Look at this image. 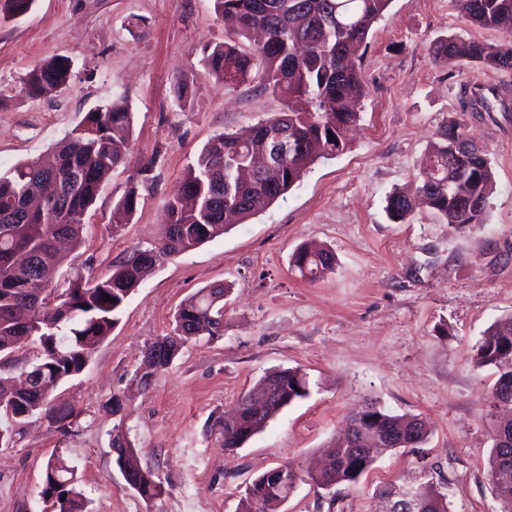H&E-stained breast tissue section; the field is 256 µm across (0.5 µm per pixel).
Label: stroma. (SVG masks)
Wrapping results in <instances>:
<instances>
[{
  "mask_svg": "<svg viewBox=\"0 0 512 512\" xmlns=\"http://www.w3.org/2000/svg\"><path fill=\"white\" fill-rule=\"evenodd\" d=\"M226 31L212 0H33L21 15L0 9V175L48 153L100 106L120 101L132 114L127 160L56 277L88 263L106 278L155 245L164 197L210 138L283 109L253 86L227 88L207 72L203 50ZM449 35L505 39L466 22L456 0H391L357 61L367 92L347 150L317 160L266 210L142 281L85 370L54 393L77 416L70 432L35 416L0 447V512H42L44 466L55 452L77 465L91 512H236L246 485L266 470L285 464L306 475L351 408L369 398L423 417L427 441L379 455L354 484L327 490L305 479L281 512H378L377 489L430 478L449 512H499L487 474L494 421L486 396L496 374L471 356L490 326L512 317V118L472 115L464 92L512 89V71L436 65L431 48ZM55 55L72 63L67 84L30 97L29 71ZM180 79L191 87L183 105L174 99ZM461 119L493 165L484 224L458 228L424 207L390 221L388 195L410 189L439 128ZM152 156L146 181L139 169ZM132 191L136 208L125 217L119 208ZM311 244L336 258L313 281L290 265ZM216 283L230 289L223 336L193 338L147 389L136 388L144 349L171 332L188 296ZM286 368L307 373L309 395L226 451L214 420ZM118 427L140 466L167 480L152 502L127 487L114 462Z\"/></svg>",
  "mask_w": 512,
  "mask_h": 512,
  "instance_id": "stroma-1",
  "label": "stroma"
}]
</instances>
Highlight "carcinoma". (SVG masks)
<instances>
[{"mask_svg":"<svg viewBox=\"0 0 512 512\" xmlns=\"http://www.w3.org/2000/svg\"><path fill=\"white\" fill-rule=\"evenodd\" d=\"M391 0H213L214 11L231 15L234 30L224 42L204 50L209 74L226 87L257 82L262 92L284 100L286 109L253 126V136L240 144L230 132L213 136L203 147L177 190L168 198L165 237L155 246L139 250L116 266L106 279H91L76 269L64 284L43 288V273L57 259V244L64 240L76 247L85 227V216L96 202L105 179L125 163L132 133V113L120 103L106 104L86 115L84 124L60 141L45 157L19 164L0 175V357H10L29 341L39 345L30 362L36 375V391L15 389L11 378L0 375V445L14 441L15 429L34 415L46 418L62 434L72 424L73 411L59 410L52 394L62 383L80 375L98 345L110 335L129 296L160 262L186 253L230 230L224 212L234 222L248 220L284 196L320 158H333L348 146L346 133L359 119L356 105L366 95V85L353 64L366 48L373 24L384 15ZM463 17L474 26L502 30L512 36V0H457ZM433 60L451 66L468 62L490 69L512 70V40L490 44L463 40L455 35L439 39L431 51ZM71 61L53 56L28 74L26 88L38 96L48 88L65 85ZM495 91L471 89L469 107L494 119ZM285 127L294 149L279 165L277 181L241 186L242 165H259L268 152L265 135ZM434 160L415 177V189L394 192L387 198L386 213L403 223L424 205L447 224H482L494 189V171L487 152L463 151L456 139L468 136V125L453 121L437 133ZM44 184L59 188L58 195L42 209L27 203L31 192ZM291 266L304 278L315 279L333 270L335 257L322 249L298 248ZM213 288H203L180 305L171 333L157 340L167 345L164 356H143L135 372L139 386L147 388L155 376L169 368L191 339L224 334L221 307H212ZM110 300H105V297ZM472 361L491 366L498 378L486 400L507 396L512 400V317L493 325L473 349ZM275 387L288 395V403L309 394L307 373L298 368L279 371ZM268 379L238 400V416L231 425L217 420L214 426L233 451L261 430L263 420L282 410L268 404L263 418L250 408L252 394L263 391ZM389 428L412 430L411 447L425 442L429 430L418 415L391 414L375 403L364 405ZM355 405L349 414L355 436L367 425L358 421ZM350 445L339 437L330 450V470L312 477L321 485L357 482L363 471L349 461ZM118 468L138 466L132 446L115 449ZM75 465L61 456L51 457L43 472L40 496L43 512H89V500L80 487ZM428 504L426 512H448L447 494L434 481L418 484ZM165 491L161 477L144 470L135 493L150 502ZM282 490L269 473L255 478L241 496L237 512H279Z\"/></svg>","mask_w":512,"mask_h":512,"instance_id":"1","label":"carcinoma"}]
</instances>
